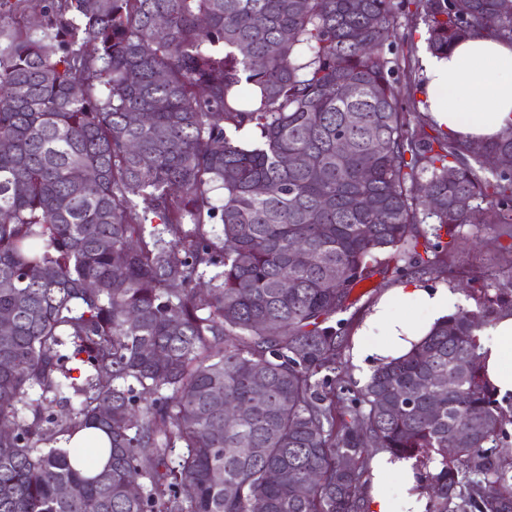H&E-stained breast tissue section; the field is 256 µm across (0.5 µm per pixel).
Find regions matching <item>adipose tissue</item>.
Segmentation results:
<instances>
[{
	"instance_id": "obj_1",
	"label": "adipose tissue",
	"mask_w": 512,
	"mask_h": 512,
	"mask_svg": "<svg viewBox=\"0 0 512 512\" xmlns=\"http://www.w3.org/2000/svg\"><path fill=\"white\" fill-rule=\"evenodd\" d=\"M423 68L429 116L449 134L491 142L512 128L511 44L475 35L449 47L447 56H429ZM397 302L426 308L436 320L455 313L461 296L449 288L393 289L365 320L363 335L353 348L356 359L379 362L397 358L421 338V331L394 316ZM479 343L482 376L497 396L512 393V316L482 329ZM395 472L403 473L407 484L406 493L397 501L386 491V481ZM371 506L374 512H423L424 501L410 460L387 453L378 456Z\"/></svg>"
}]
</instances>
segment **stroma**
I'll return each instance as SVG.
<instances>
[{
    "instance_id": "1",
    "label": "stroma",
    "mask_w": 512,
    "mask_h": 512,
    "mask_svg": "<svg viewBox=\"0 0 512 512\" xmlns=\"http://www.w3.org/2000/svg\"><path fill=\"white\" fill-rule=\"evenodd\" d=\"M448 262L455 269L454 275L436 273L423 278L411 273L401 277L377 275L354 289L351 295L353 305L345 315L347 325L336 371L343 386L351 390L359 389L375 367L374 361L355 360L353 347L364 320L384 295L411 282L435 291L455 288L459 283L469 281L474 289L463 293L462 303L475 307L481 289L497 288L512 279V236L501 234L497 229H488L479 220H472L471 224L462 228L458 246L449 256Z\"/></svg>"
}]
</instances>
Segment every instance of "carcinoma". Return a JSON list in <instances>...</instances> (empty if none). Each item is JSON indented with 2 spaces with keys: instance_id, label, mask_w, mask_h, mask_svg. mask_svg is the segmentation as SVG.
<instances>
[{
  "instance_id": "carcinoma-1",
  "label": "carcinoma",
  "mask_w": 512,
  "mask_h": 512,
  "mask_svg": "<svg viewBox=\"0 0 512 512\" xmlns=\"http://www.w3.org/2000/svg\"><path fill=\"white\" fill-rule=\"evenodd\" d=\"M29 2L0 0V512H365L371 448L436 462L426 512H512L478 336L512 283L336 413L353 289L439 272L477 209L512 226V129L412 120L400 5L41 0L32 23ZM403 2L434 55L512 43V0ZM87 427L101 467L55 447Z\"/></svg>"
}]
</instances>
